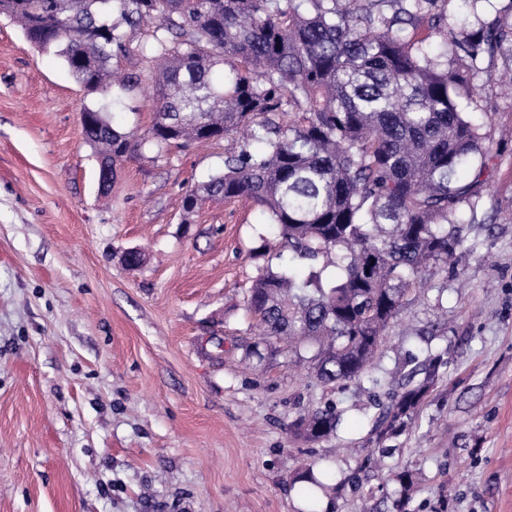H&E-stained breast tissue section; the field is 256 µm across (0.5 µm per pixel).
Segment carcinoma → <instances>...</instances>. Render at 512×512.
Masks as SVG:
<instances>
[{
    "instance_id": "1",
    "label": "carcinoma",
    "mask_w": 512,
    "mask_h": 512,
    "mask_svg": "<svg viewBox=\"0 0 512 512\" xmlns=\"http://www.w3.org/2000/svg\"><path fill=\"white\" fill-rule=\"evenodd\" d=\"M448 0H0L31 45L51 50L89 94L141 89L152 74V126L115 129L105 107L82 108V128L112 173L127 160L190 141L224 147V169L184 198L182 223L205 199L246 198L278 226L292 262L266 266L245 309L263 328L247 345H286L311 357L316 379L360 378L420 277L455 262L462 225L486 186L483 124L460 92L512 25L448 28ZM155 25L138 43L130 32ZM453 53H448V45ZM134 57L138 71L118 74ZM223 69V80L214 71ZM332 279L323 278L328 266ZM432 354L373 425L377 442L410 425L438 377ZM327 404L297 434L337 431Z\"/></svg>"
}]
</instances>
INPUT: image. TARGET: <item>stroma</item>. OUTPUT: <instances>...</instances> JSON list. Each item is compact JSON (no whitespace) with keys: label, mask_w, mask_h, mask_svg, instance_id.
Segmentation results:
<instances>
[{"label":"stroma","mask_w":512,"mask_h":512,"mask_svg":"<svg viewBox=\"0 0 512 512\" xmlns=\"http://www.w3.org/2000/svg\"><path fill=\"white\" fill-rule=\"evenodd\" d=\"M512 68L504 44L468 112L491 156L459 262L426 277L361 380L319 383L310 350L246 358V292L280 238L245 199H182L224 145L125 163L107 194L80 109L97 104L53 53L0 15V512H512ZM443 358L409 428L369 454L408 364ZM335 403V435L294 438ZM416 488L402 502L397 473Z\"/></svg>","instance_id":"stroma-1"}]
</instances>
